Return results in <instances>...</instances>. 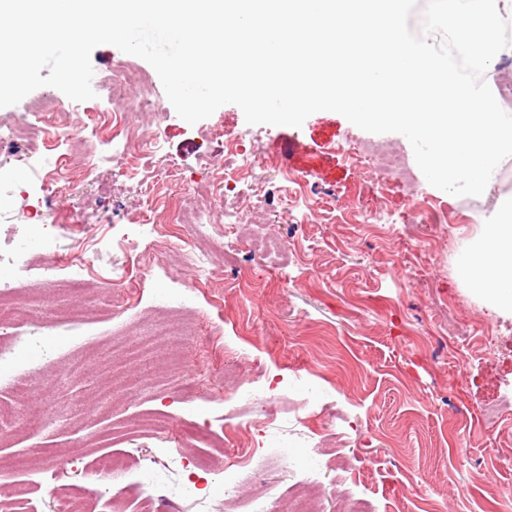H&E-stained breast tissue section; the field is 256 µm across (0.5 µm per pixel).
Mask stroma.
<instances>
[{"label":"stroma","instance_id":"stroma-1","mask_svg":"<svg viewBox=\"0 0 512 512\" xmlns=\"http://www.w3.org/2000/svg\"><path fill=\"white\" fill-rule=\"evenodd\" d=\"M91 62L97 96L124 62L164 101L162 114L126 116L138 128L127 146L140 150L139 173L172 161L184 182L207 186L206 159L223 157L227 134L240 136L253 166L233 195L265 197L266 225L293 259L269 269L230 252L207 271L184 270L178 248L197 238V225H167L161 206L155 218L165 236L130 222L148 202L113 174L125 161L121 147L107 164L76 141L59 143L34 168L21 152L0 154L16 201L0 209V260L27 265L12 293L26 299L31 323L17 388L0 384L13 421L0 442V495L6 476L23 475L38 512H53L54 482L80 490L83 464L126 452L162 477L213 456V468L197 473L205 487L222 478L225 448L265 454L274 444L313 449L295 481L362 495L375 512H512V498L501 495L512 487V411L492 428L483 417L489 401L512 398V318L468 287L438 229L416 224L403 184L386 186L389 223L351 218L350 209L370 203L372 172L341 146L350 139L360 148L378 134L333 111L299 128L250 125L233 104L191 125L143 59L101 45ZM43 101L81 113L94 106L44 86L0 108V125ZM62 160L73 176L97 164L83 193L69 194L58 179ZM273 162L308 174L302 201L285 203L289 184L272 178ZM415 178L463 248L480 231L475 209L512 198V159L480 200ZM309 203L318 208L311 223ZM48 208L59 222L44 244L19 225L38 223ZM72 213L81 224L69 223ZM126 237L140 246L123 254L117 242ZM414 237L424 247L394 267L393 248ZM258 387L275 417L263 429L244 418Z\"/></svg>","mask_w":512,"mask_h":512}]
</instances>
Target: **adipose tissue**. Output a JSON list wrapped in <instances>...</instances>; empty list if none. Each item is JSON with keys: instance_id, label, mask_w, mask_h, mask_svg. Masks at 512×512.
Instances as JSON below:
<instances>
[{"instance_id": "obj_1", "label": "adipose tissue", "mask_w": 512, "mask_h": 512, "mask_svg": "<svg viewBox=\"0 0 512 512\" xmlns=\"http://www.w3.org/2000/svg\"><path fill=\"white\" fill-rule=\"evenodd\" d=\"M482 227L481 240L460 256L459 265L479 294L512 315V203L495 204Z\"/></svg>"}]
</instances>
